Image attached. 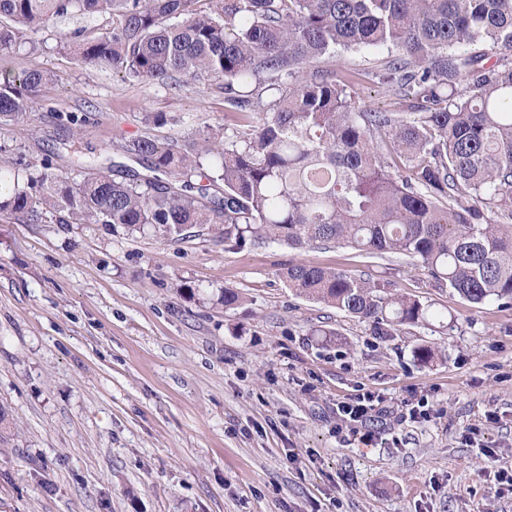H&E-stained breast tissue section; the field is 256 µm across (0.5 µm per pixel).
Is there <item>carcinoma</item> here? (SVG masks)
Masks as SVG:
<instances>
[{
    "mask_svg": "<svg viewBox=\"0 0 512 512\" xmlns=\"http://www.w3.org/2000/svg\"><path fill=\"white\" fill-rule=\"evenodd\" d=\"M0 0V54L54 18L112 16V33L59 34L84 63L175 86L219 81L226 111L275 96L256 125L163 144L139 136L124 163H45L24 180L0 165V213L28 223L151 227L164 238L215 224L224 243L293 250L350 247L410 258L471 306H512V0ZM387 47L380 83L399 112L356 106L342 77L306 66L336 49ZM52 74H0V125L33 111ZM389 145V155L380 150ZM407 168L403 175L398 164ZM282 276L296 294L351 315L378 335L453 326L448 314L376 283L304 261Z\"/></svg>",
    "mask_w": 512,
    "mask_h": 512,
    "instance_id": "1",
    "label": "carcinoma"
}]
</instances>
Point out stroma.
Masks as SVG:
<instances>
[{"label": "stroma", "mask_w": 512, "mask_h": 512, "mask_svg": "<svg viewBox=\"0 0 512 512\" xmlns=\"http://www.w3.org/2000/svg\"><path fill=\"white\" fill-rule=\"evenodd\" d=\"M77 27L105 36L112 19L52 20L38 52L0 57L53 75L28 118L0 128L10 158L71 171V113L90 117L87 161L230 120L213 82L84 65L57 45ZM387 55L339 49L314 67L392 112L399 100L375 76ZM155 113L164 123L146 122ZM298 260L391 283L456 323L374 335L295 296L280 272ZM227 287L245 297L232 310ZM422 344L431 362L416 359ZM364 394L388 413L339 415ZM0 435V512H512V308L465 306L397 254L232 247L208 224L170 241L0 217Z\"/></svg>", "instance_id": "35a3bbf8"}]
</instances>
